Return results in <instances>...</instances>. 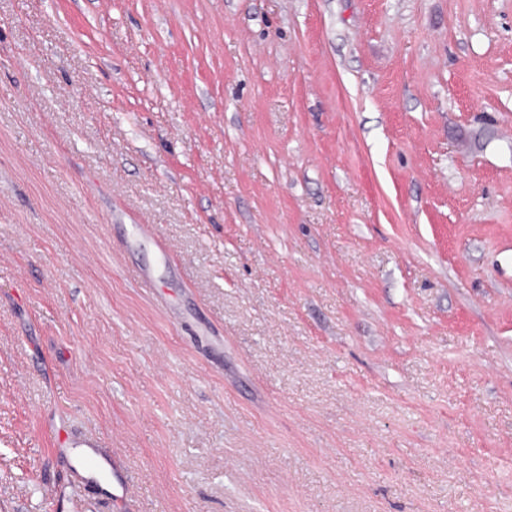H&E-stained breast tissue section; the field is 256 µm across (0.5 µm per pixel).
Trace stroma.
<instances>
[{
	"mask_svg": "<svg viewBox=\"0 0 512 512\" xmlns=\"http://www.w3.org/2000/svg\"><path fill=\"white\" fill-rule=\"evenodd\" d=\"M116 481L512 512V0H0V512ZM55 446L58 448H81L74 452L70 458L74 462L71 466L76 475L85 482L95 481L96 476L110 466L113 461L103 454L99 448L101 445L96 441L77 442L71 436L67 427L53 428Z\"/></svg>",
	"mask_w": 512,
	"mask_h": 512,
	"instance_id": "stroma-1",
	"label": "stroma"
}]
</instances>
